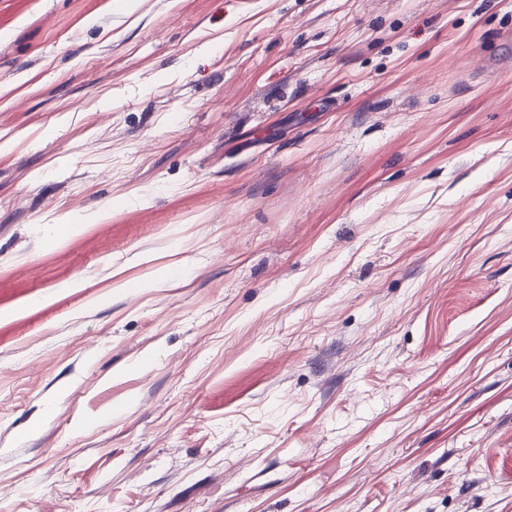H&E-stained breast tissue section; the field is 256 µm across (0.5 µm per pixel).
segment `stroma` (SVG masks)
<instances>
[{
    "label": "stroma",
    "mask_w": 512,
    "mask_h": 512,
    "mask_svg": "<svg viewBox=\"0 0 512 512\" xmlns=\"http://www.w3.org/2000/svg\"><path fill=\"white\" fill-rule=\"evenodd\" d=\"M140 2L0 0V512H512V0Z\"/></svg>",
    "instance_id": "stroma-1"
}]
</instances>
